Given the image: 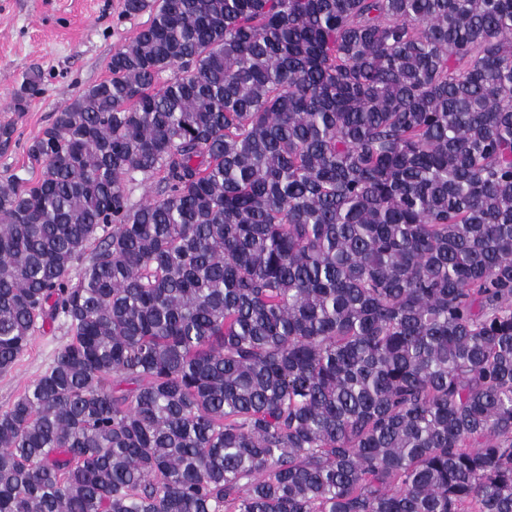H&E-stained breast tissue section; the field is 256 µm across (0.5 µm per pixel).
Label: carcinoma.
Masks as SVG:
<instances>
[{"label":"carcinoma","mask_w":512,"mask_h":512,"mask_svg":"<svg viewBox=\"0 0 512 512\" xmlns=\"http://www.w3.org/2000/svg\"><path fill=\"white\" fill-rule=\"evenodd\" d=\"M123 12L0 184V512H512V0ZM70 336V328L62 318L37 324L13 368L0 372V410L9 407L48 368Z\"/></svg>","instance_id":"cac0c4a2"}]
</instances>
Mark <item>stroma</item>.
Listing matches in <instances>:
<instances>
[{
  "label": "stroma",
  "instance_id": "obj_1",
  "mask_svg": "<svg viewBox=\"0 0 512 512\" xmlns=\"http://www.w3.org/2000/svg\"><path fill=\"white\" fill-rule=\"evenodd\" d=\"M122 10L123 0H0V124L15 128L11 146L0 149V176L31 177L25 142L47 127L60 107L107 77L112 52L146 21ZM33 68L41 72L46 92L27 111H13V94ZM70 336L63 319L37 324L13 368L0 372V410L48 368Z\"/></svg>",
  "mask_w": 512,
  "mask_h": 512
}]
</instances>
